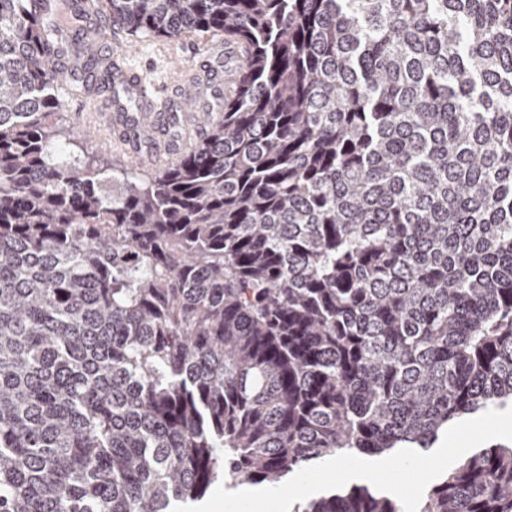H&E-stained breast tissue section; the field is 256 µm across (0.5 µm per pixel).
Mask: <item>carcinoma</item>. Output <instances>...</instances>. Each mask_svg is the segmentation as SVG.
Returning <instances> with one entry per match:
<instances>
[{"label": "carcinoma", "instance_id": "carcinoma-1", "mask_svg": "<svg viewBox=\"0 0 512 512\" xmlns=\"http://www.w3.org/2000/svg\"><path fill=\"white\" fill-rule=\"evenodd\" d=\"M58 6L0 0V512H173L512 404V0H81L239 49L146 177L66 152ZM418 512H512V443Z\"/></svg>", "mask_w": 512, "mask_h": 512}]
</instances>
